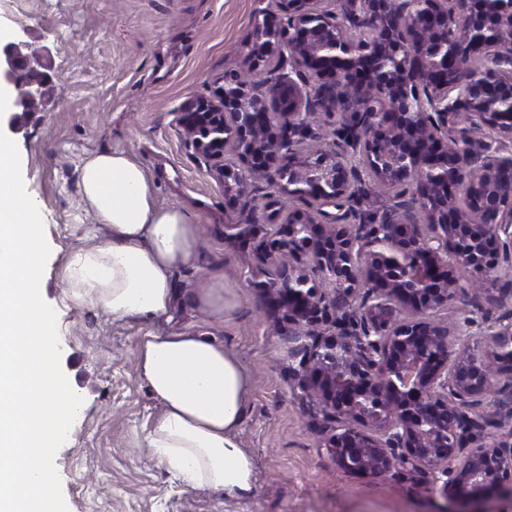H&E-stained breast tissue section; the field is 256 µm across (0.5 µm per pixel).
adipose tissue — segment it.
Returning a JSON list of instances; mask_svg holds the SVG:
<instances>
[{"label":"adipose tissue","instance_id":"1","mask_svg":"<svg viewBox=\"0 0 512 512\" xmlns=\"http://www.w3.org/2000/svg\"><path fill=\"white\" fill-rule=\"evenodd\" d=\"M80 193L108 238L75 251L64 280L75 302L146 324L135 367L159 405L149 446L188 487L254 495V465L238 439L248 384L243 365L217 337L149 329L174 307L175 275L194 258L197 225L187 211L159 206L146 168L121 149L84 159Z\"/></svg>","mask_w":512,"mask_h":512}]
</instances>
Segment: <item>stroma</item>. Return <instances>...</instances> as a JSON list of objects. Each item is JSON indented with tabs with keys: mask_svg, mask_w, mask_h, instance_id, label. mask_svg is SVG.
I'll list each match as a JSON object with an SVG mask.
<instances>
[{
	"mask_svg": "<svg viewBox=\"0 0 512 512\" xmlns=\"http://www.w3.org/2000/svg\"><path fill=\"white\" fill-rule=\"evenodd\" d=\"M275 0H0V36L52 57L51 92L14 134L23 180L39 204L51 254L43 299L57 314L61 367L84 403L55 456L68 512H432L445 503L397 474L358 478L321 448L323 414L294 374L281 311L254 286L252 243L229 237L242 207L224 197L183 138L186 101L212 95L234 68L258 10ZM126 151L155 181L160 205L188 209L200 230L193 261L176 274L179 296L159 332H209L244 363L249 383L239 438L257 490L236 499L189 488L160 463L145 437L159 411L139 380L134 352L146 328L76 305L63 280L69 254L97 245L80 203L88 154ZM224 286L223 318L190 294Z\"/></svg>",
	"mask_w": 512,
	"mask_h": 512,
	"instance_id": "1",
	"label": "stroma"
}]
</instances>
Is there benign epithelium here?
Instances as JSON below:
<instances>
[{
  "label": "benign epithelium",
  "instance_id": "1",
  "mask_svg": "<svg viewBox=\"0 0 512 512\" xmlns=\"http://www.w3.org/2000/svg\"><path fill=\"white\" fill-rule=\"evenodd\" d=\"M326 2L260 11L214 96L183 106L185 143L254 202L229 228L259 239L256 285L336 465L512 500V0ZM49 70L0 44L9 131ZM368 184L390 204L361 210Z\"/></svg>",
  "mask_w": 512,
  "mask_h": 512
}]
</instances>
